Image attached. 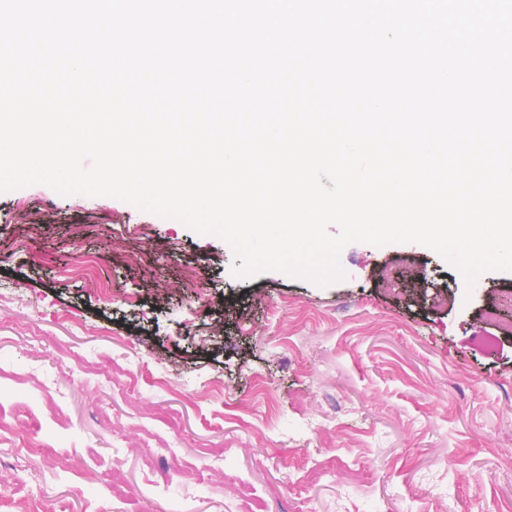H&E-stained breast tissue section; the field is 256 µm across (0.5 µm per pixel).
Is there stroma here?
<instances>
[{
  "instance_id": "35a3bbf8",
  "label": "stroma",
  "mask_w": 512,
  "mask_h": 512,
  "mask_svg": "<svg viewBox=\"0 0 512 512\" xmlns=\"http://www.w3.org/2000/svg\"><path fill=\"white\" fill-rule=\"evenodd\" d=\"M340 263L326 286L240 278L225 241L177 219L43 184L0 192V411L25 398L18 428L41 447L0 444V512H225L241 479L260 512H512V334L485 316L512 321V272L469 287L412 242H352ZM115 362L138 390L105 378ZM260 378L277 398L267 426ZM212 448L224 463L207 472ZM112 469L119 499L97 482Z\"/></svg>"
}]
</instances>
